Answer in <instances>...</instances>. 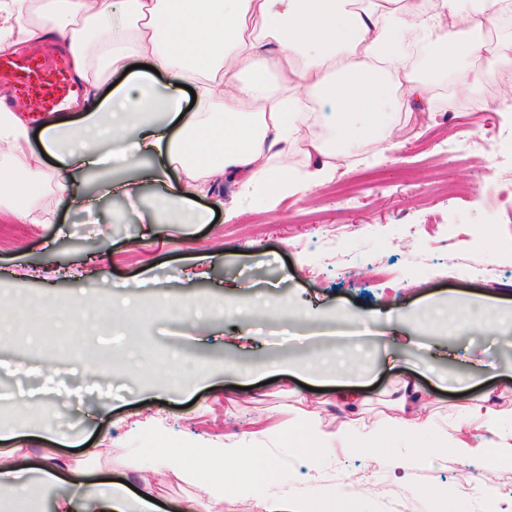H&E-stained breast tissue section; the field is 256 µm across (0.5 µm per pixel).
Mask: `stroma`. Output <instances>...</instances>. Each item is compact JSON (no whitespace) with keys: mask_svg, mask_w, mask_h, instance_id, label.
<instances>
[{"mask_svg":"<svg viewBox=\"0 0 512 512\" xmlns=\"http://www.w3.org/2000/svg\"><path fill=\"white\" fill-rule=\"evenodd\" d=\"M512 143V112L474 105L448 89L430 111L402 126L395 149L362 146L336 161L331 182L271 208L255 190L238 210L228 182L195 200L202 224H158L164 185L143 164L88 170L76 198L50 224H21L0 212V321L15 298L38 307L31 331L0 334V414L13 445L39 454L30 428L69 439L61 455L89 464L87 450H112L109 480L143 436L194 448L225 442L265 448L289 497L336 491L345 512H512V484L498 480L486 448L512 444V415L494 431L470 425L466 405L493 391L512 408V169L459 198L452 186L479 181L477 162L496 167L494 144ZM135 182V203L106 194L108 182ZM354 204L340 203L337 186ZM484 300L494 333L462 322V302ZM202 302L197 318H169L166 302ZM63 301L127 304L130 320L112 331L59 327ZM261 321L246 320L256 304ZM353 368L366 399L359 419L394 412L399 380L415 381L435 426L422 441L387 435L362 449L316 441L308 413L336 425L345 413L336 382ZM42 405L24 410L23 400ZM473 453H457L458 442ZM159 512L198 496L176 470L154 475Z\"/></svg>","mask_w":512,"mask_h":512,"instance_id":"obj_1","label":"stroma"}]
</instances>
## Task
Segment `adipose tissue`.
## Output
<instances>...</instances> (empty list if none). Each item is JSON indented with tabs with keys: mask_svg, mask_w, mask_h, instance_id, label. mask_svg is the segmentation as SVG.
<instances>
[{
	"mask_svg": "<svg viewBox=\"0 0 512 512\" xmlns=\"http://www.w3.org/2000/svg\"><path fill=\"white\" fill-rule=\"evenodd\" d=\"M500 11L501 0H0V52L66 46L72 78L88 88L80 118L44 122L37 149L18 107H0V190L14 199L20 223L46 224L52 217L35 202L46 156L60 162L54 194L65 205L78 173L149 157L146 177L166 186L182 224L204 218L188 196L210 194L227 179L283 200L327 182L336 156L355 154L362 141L392 148L402 114L428 100L437 83L452 77L473 89L492 72L511 71L512 51L485 37ZM478 55L484 66L473 65ZM135 60L167 82L131 72ZM190 89L196 100L186 112ZM297 152L311 162L287 173L283 162ZM400 390L397 416L370 428L352 420L363 404L353 382L338 394L350 419L332 430L313 413L307 423L317 438L335 432L358 444L387 432L424 434L431 420L415 410L419 390L406 381ZM46 439L33 481L19 466L26 449L0 450L1 493L26 501L64 483L52 512H156L152 476L140 460L128 464L138 475L135 493L60 458L53 447L66 443L64 433L51 430ZM151 454L203 488L186 499V512H223L229 486L258 512H340L332 494L289 501L262 448Z\"/></svg>",
	"mask_w": 512,
	"mask_h": 512,
	"instance_id": "1",
	"label": "adipose tissue"
}]
</instances>
